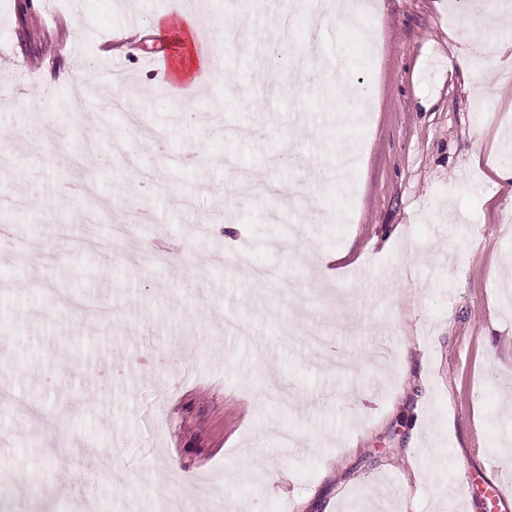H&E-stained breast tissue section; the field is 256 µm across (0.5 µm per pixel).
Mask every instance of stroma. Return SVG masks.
Wrapping results in <instances>:
<instances>
[{"mask_svg":"<svg viewBox=\"0 0 512 512\" xmlns=\"http://www.w3.org/2000/svg\"><path fill=\"white\" fill-rule=\"evenodd\" d=\"M377 2L295 0L286 31L275 0H205L215 64L179 93L149 26L172 0H0V191L28 199L0 213V481L39 477L42 512H490L488 484L512 490V181L491 169L512 168V83L459 33L476 0ZM33 123L72 138L48 152ZM307 240L359 263L319 287Z\"/></svg>","mask_w":512,"mask_h":512,"instance_id":"stroma-1","label":"stroma"}]
</instances>
